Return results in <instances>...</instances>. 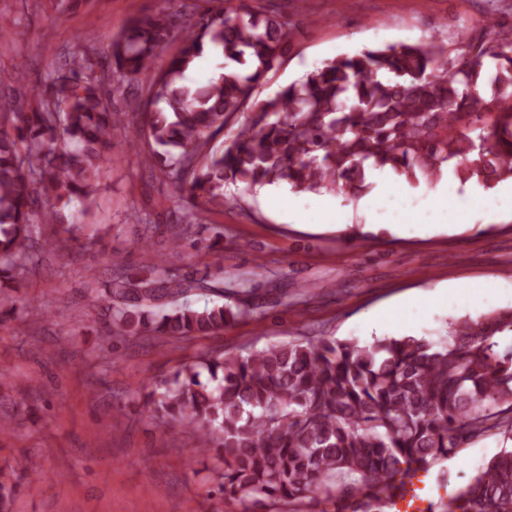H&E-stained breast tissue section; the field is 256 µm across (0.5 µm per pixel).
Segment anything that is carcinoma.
<instances>
[{
	"instance_id": "cac0c4a2",
	"label": "carcinoma",
	"mask_w": 512,
	"mask_h": 512,
	"mask_svg": "<svg viewBox=\"0 0 512 512\" xmlns=\"http://www.w3.org/2000/svg\"><path fill=\"white\" fill-rule=\"evenodd\" d=\"M177 21L142 14L109 38L105 63L75 57L44 88L20 86L0 102V324L19 318L12 293L38 260L39 225L56 223L59 204L86 212L95 202L122 124L106 81L135 90L144 124L131 148L200 214L224 208L227 183L358 198L373 169L410 184L450 166L462 184L512 179V27L487 24L453 46L432 39L343 54L260 99L287 51L288 22L251 0L209 10L157 71ZM207 51L223 58L222 72L198 85L187 73ZM193 229L176 226L170 258L114 272L102 292L108 338L210 336L250 313L239 298L190 307L198 291L224 297L219 261L199 279L171 273ZM506 331L512 308L454 319L436 341L322 336L205 355L155 381L143 406L157 423L194 432L196 453L215 460L221 499L243 512H387L414 475L444 487L442 463L460 448L512 436ZM20 468H0V512H13ZM427 512H512V449Z\"/></svg>"
}]
</instances>
